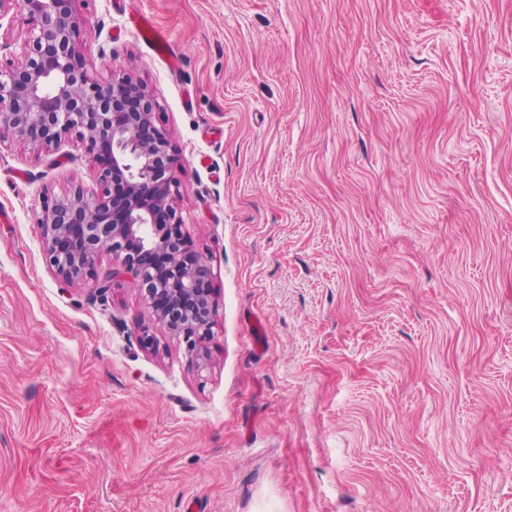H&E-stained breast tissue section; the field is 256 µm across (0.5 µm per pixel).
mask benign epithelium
Returning a JSON list of instances; mask_svg holds the SVG:
<instances>
[{"instance_id":"1","label":"benign epithelium","mask_w":512,"mask_h":512,"mask_svg":"<svg viewBox=\"0 0 512 512\" xmlns=\"http://www.w3.org/2000/svg\"><path fill=\"white\" fill-rule=\"evenodd\" d=\"M77 2L21 0L33 28L21 62L0 69V131L47 150L76 136L107 156L99 180L112 191L71 188L37 219L48 262L64 282L90 279L102 295L115 277L134 272L148 298L167 300L155 308L157 326L200 360L213 334L212 271L181 233L168 140L140 82L89 75L75 37ZM103 253L121 267L99 279L93 267Z\"/></svg>"}]
</instances>
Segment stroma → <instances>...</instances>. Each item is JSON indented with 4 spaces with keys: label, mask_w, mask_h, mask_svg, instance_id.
<instances>
[{
    "label": "stroma",
    "mask_w": 512,
    "mask_h": 512,
    "mask_svg": "<svg viewBox=\"0 0 512 512\" xmlns=\"http://www.w3.org/2000/svg\"><path fill=\"white\" fill-rule=\"evenodd\" d=\"M77 9L156 102L213 334L56 278L36 219L97 167L0 135V512H512V0Z\"/></svg>",
    "instance_id": "35a3bbf8"
}]
</instances>
